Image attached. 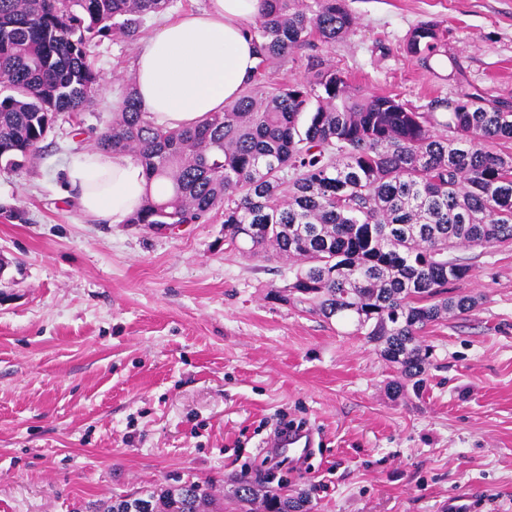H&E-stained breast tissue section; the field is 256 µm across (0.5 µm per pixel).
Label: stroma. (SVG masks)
Here are the masks:
<instances>
[{
    "label": "stroma",
    "mask_w": 512,
    "mask_h": 512,
    "mask_svg": "<svg viewBox=\"0 0 512 512\" xmlns=\"http://www.w3.org/2000/svg\"><path fill=\"white\" fill-rule=\"evenodd\" d=\"M354 30L294 50L271 87L323 59L366 94L418 108L454 98L459 78L512 101V0H347ZM438 22L446 62L406 44ZM138 42L88 46L93 105L58 120L22 166L0 162V512H94L140 487L287 481L309 512H512V244L467 251L449 288L476 300L421 335L432 366L420 392L355 327L268 298L285 260L224 247L206 224H104L60 199L63 167L112 123ZM321 445L305 471L265 464L284 419Z\"/></svg>",
    "instance_id": "obj_1"
}]
</instances>
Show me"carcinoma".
Masks as SVG:
<instances>
[{
    "label": "carcinoma",
    "mask_w": 512,
    "mask_h": 512,
    "mask_svg": "<svg viewBox=\"0 0 512 512\" xmlns=\"http://www.w3.org/2000/svg\"><path fill=\"white\" fill-rule=\"evenodd\" d=\"M171 0H0V161L22 165L58 115L86 111L98 91L87 47L98 36L126 41ZM356 18L346 0H263L250 29L258 64L240 97L193 127L155 126L134 91L116 103L94 147L135 156L148 180L170 184L146 198L129 224H204L224 212V241L252 257L296 263L270 295L351 322L419 390L430 366L420 334L475 306L446 297L465 279L457 247L512 242V101L463 89L420 112L392 96L349 89L336 69L311 62L275 93L260 85L289 52L332 44ZM436 22L410 34L407 52L439 55ZM206 481L117 496L103 512H214ZM236 512H307V497L243 479Z\"/></svg>",
    "instance_id": "1"
}]
</instances>
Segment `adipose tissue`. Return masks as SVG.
<instances>
[{"label":"adipose tissue","instance_id":"ef3b65f1","mask_svg":"<svg viewBox=\"0 0 512 512\" xmlns=\"http://www.w3.org/2000/svg\"><path fill=\"white\" fill-rule=\"evenodd\" d=\"M261 0H207L204 9L157 21L132 64L133 88L156 125L192 126L236 101L257 64L248 34ZM65 194L86 216L121 224L161 184L123 153L88 148L64 168Z\"/></svg>","mask_w":512,"mask_h":512}]
</instances>
